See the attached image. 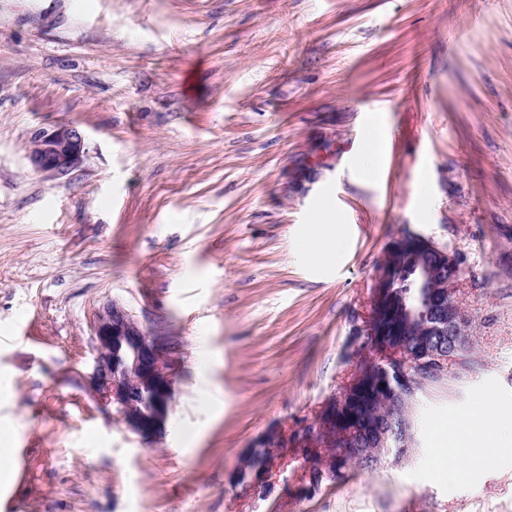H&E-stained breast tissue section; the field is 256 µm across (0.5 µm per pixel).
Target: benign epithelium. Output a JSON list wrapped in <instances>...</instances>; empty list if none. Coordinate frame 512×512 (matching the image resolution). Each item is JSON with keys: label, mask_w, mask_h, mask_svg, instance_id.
<instances>
[{"label": "benign epithelium", "mask_w": 512, "mask_h": 512, "mask_svg": "<svg viewBox=\"0 0 512 512\" xmlns=\"http://www.w3.org/2000/svg\"><path fill=\"white\" fill-rule=\"evenodd\" d=\"M86 154L83 130L73 123L37 128L28 139V159L51 177L71 173ZM417 256V296L394 302L396 256ZM471 317L460 297V262L445 247L414 234L396 238L379 267L372 309L364 329L378 359L361 363L339 400L330 403L305 439L323 448L307 457L308 470H330L332 458L373 466L413 450L410 420L402 408L416 386L438 376L472 343ZM94 357L89 379L115 418L147 442L161 439L173 408L174 384L182 362L161 336L145 328L120 302L99 311L93 328Z\"/></svg>", "instance_id": "benign-epithelium-1"}]
</instances>
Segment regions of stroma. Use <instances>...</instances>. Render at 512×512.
Returning a JSON list of instances; mask_svg holds the SVG:
<instances>
[{"mask_svg":"<svg viewBox=\"0 0 512 512\" xmlns=\"http://www.w3.org/2000/svg\"><path fill=\"white\" fill-rule=\"evenodd\" d=\"M59 123L87 154L52 178L26 147ZM407 233L457 254L472 343L416 394L409 459L311 486L304 430L373 358ZM113 300L183 364L149 445L90 385ZM482 402L512 419V0H0V512H512V447L427 480ZM271 438L262 495L236 478ZM333 215L331 212L325 211L318 215L317 221L314 224V228L316 230L315 239L311 247L310 256L313 261L319 262L323 259L324 255L332 251L330 245L336 242L338 239V235H336V228L339 229L341 224L333 223ZM327 225H334V227L329 226L331 228V232H326L325 227Z\"/></svg>","mask_w":512,"mask_h":512,"instance_id":"35a3bbf8","label":"stroma"}]
</instances>
